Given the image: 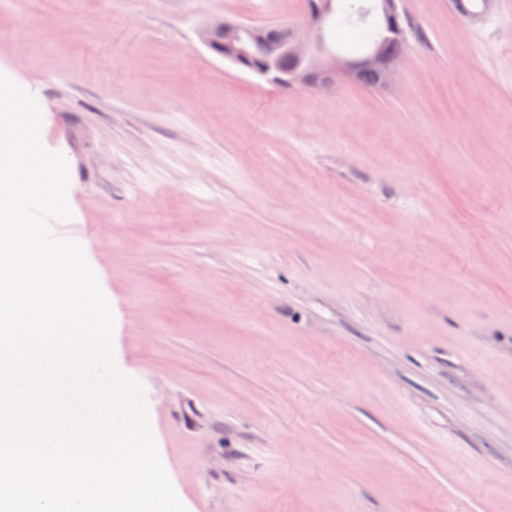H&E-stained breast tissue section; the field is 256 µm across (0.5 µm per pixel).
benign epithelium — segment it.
<instances>
[{
	"instance_id": "1",
	"label": "benign epithelium",
	"mask_w": 512,
	"mask_h": 512,
	"mask_svg": "<svg viewBox=\"0 0 512 512\" xmlns=\"http://www.w3.org/2000/svg\"><path fill=\"white\" fill-rule=\"evenodd\" d=\"M337 0H311L308 3V32L288 28L258 26L226 18L212 20L199 32L208 47L221 46L222 56L235 62L257 48L266 57L262 78L282 87L327 88L338 78L361 83L372 77L371 87H389L398 72L401 58L388 55L385 41L400 34L393 23L396 0H373L370 14L375 16L376 38L357 58H344L329 51L323 37L325 26L337 15Z\"/></svg>"
}]
</instances>
